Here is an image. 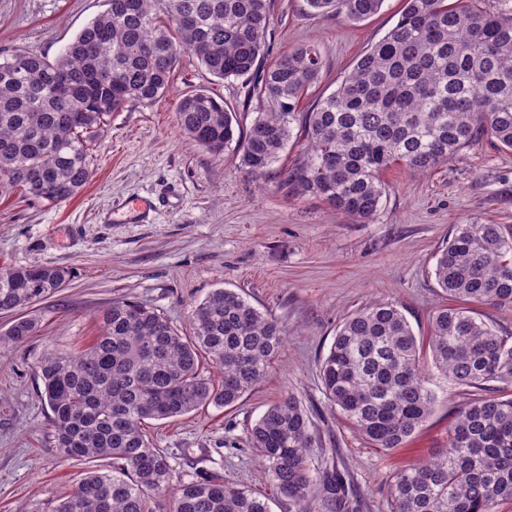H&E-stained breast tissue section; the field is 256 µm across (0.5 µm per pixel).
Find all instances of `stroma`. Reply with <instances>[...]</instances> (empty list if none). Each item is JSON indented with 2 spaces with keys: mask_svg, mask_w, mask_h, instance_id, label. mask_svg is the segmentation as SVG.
<instances>
[{
  "mask_svg": "<svg viewBox=\"0 0 512 512\" xmlns=\"http://www.w3.org/2000/svg\"><path fill=\"white\" fill-rule=\"evenodd\" d=\"M404 0H385L361 22L314 17L305 0H270L263 66L304 43L322 70L302 109L336 90L358 58L396 23ZM107 8L106 0H0V58L36 53L56 59ZM245 79L210 74L180 57L167 96L138 100L107 117L92 138L91 177L74 198L53 204L14 190L0 196V266L71 268L62 291L38 301L39 331L0 349V512H48L88 467L60 458L50 441V411L38 393L40 358L71 351L99 331L112 300L136 298L188 331L192 307L217 288L234 290L286 332L266 379L230 410L208 407L151 422L147 433L184 479L217 472L266 495L270 512H295L246 448V430L285 394L307 410L319 438L314 473L335 467L349 486L350 512H389L387 486L401 466L433 457L463 403L443 380L431 416L403 448L386 452L362 440L325 399L319 370L338 326L371 301L397 303L414 334L426 337L446 295L432 269L454 225L501 224L512 231V150L485 139L428 174L392 166L376 216L355 222L324 200L298 197L278 180L243 176L234 150L215 156L184 136L176 106L203 90L224 100L240 124L256 102ZM145 202V210L133 201Z\"/></svg>",
  "mask_w": 512,
  "mask_h": 512,
  "instance_id": "1",
  "label": "stroma"
}]
</instances>
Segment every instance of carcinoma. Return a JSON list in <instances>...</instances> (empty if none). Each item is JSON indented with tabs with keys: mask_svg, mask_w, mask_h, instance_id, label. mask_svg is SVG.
<instances>
[{
	"mask_svg": "<svg viewBox=\"0 0 512 512\" xmlns=\"http://www.w3.org/2000/svg\"><path fill=\"white\" fill-rule=\"evenodd\" d=\"M269 2L108 0L57 59L0 60V194L18 188L49 203L75 197L90 176L91 134L128 101L165 97L183 51L220 79L257 73ZM483 2L404 0L395 25L305 112L299 105L322 67L312 44L247 85L258 105L248 126L204 90L179 101L178 126L213 155L236 144L240 173L256 182L294 134L303 136V156L281 172V185L369 222L387 194L389 167L425 174L485 138L512 150V0L496 9ZM306 3L315 15L364 21L384 0ZM433 272L450 305L433 314L428 341L415 336L398 304H367L338 327L321 388L366 442L393 450L433 412L435 369L466 401L445 448L394 473L391 512H495L512 502V394L484 390L512 385V336L472 305L512 304V233L501 224H458ZM71 277L70 268L49 264L0 267V312L22 313L0 331V348L33 336L39 320L26 310ZM284 340L278 321L224 288L195 305L187 335L152 307L113 300L90 344L48 352L36 366L58 454L112 461L106 472L86 471L52 512H270L217 472L181 479L146 427L211 405L234 407L266 377ZM247 443L296 512H347L341 475L314 476L308 451L318 437L293 395L268 407L247 429Z\"/></svg>",
	"mask_w": 512,
	"mask_h": 512,
	"instance_id": "carcinoma-1",
	"label": "carcinoma"
}]
</instances>
